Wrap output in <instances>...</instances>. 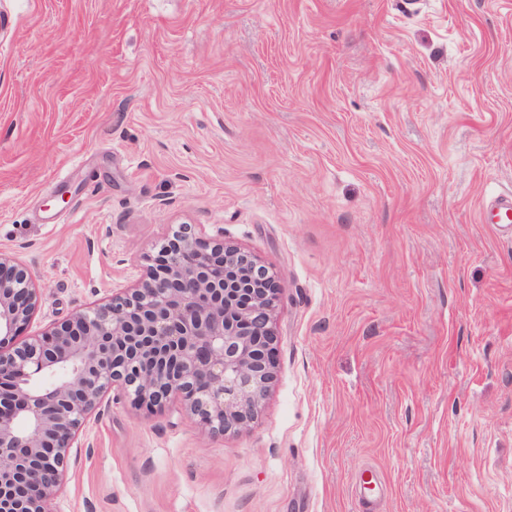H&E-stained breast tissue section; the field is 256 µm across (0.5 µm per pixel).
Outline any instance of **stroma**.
<instances>
[{
	"instance_id": "obj_1",
	"label": "stroma",
	"mask_w": 512,
	"mask_h": 512,
	"mask_svg": "<svg viewBox=\"0 0 512 512\" xmlns=\"http://www.w3.org/2000/svg\"><path fill=\"white\" fill-rule=\"evenodd\" d=\"M512 0H0V251L36 334L181 227L281 286L245 429L112 391L57 512H512ZM55 215L52 224L43 215ZM484 224H512V191L491 197L480 208Z\"/></svg>"
}]
</instances>
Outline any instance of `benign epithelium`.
<instances>
[{"mask_svg": "<svg viewBox=\"0 0 512 512\" xmlns=\"http://www.w3.org/2000/svg\"><path fill=\"white\" fill-rule=\"evenodd\" d=\"M279 294L250 254L181 228L135 287L18 343L40 288L0 253V512H54L70 450L113 390L177 401L214 436L253 421L276 379Z\"/></svg>", "mask_w": 512, "mask_h": 512, "instance_id": "obj_1", "label": "benign epithelium"}]
</instances>
